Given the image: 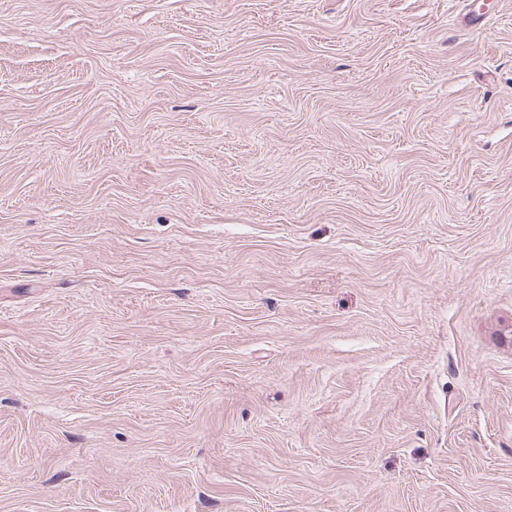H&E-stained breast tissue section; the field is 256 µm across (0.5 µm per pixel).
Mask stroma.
Here are the masks:
<instances>
[{
    "instance_id": "stroma-1",
    "label": "stroma",
    "mask_w": 512,
    "mask_h": 512,
    "mask_svg": "<svg viewBox=\"0 0 512 512\" xmlns=\"http://www.w3.org/2000/svg\"><path fill=\"white\" fill-rule=\"evenodd\" d=\"M0 0V512H512V0Z\"/></svg>"
}]
</instances>
